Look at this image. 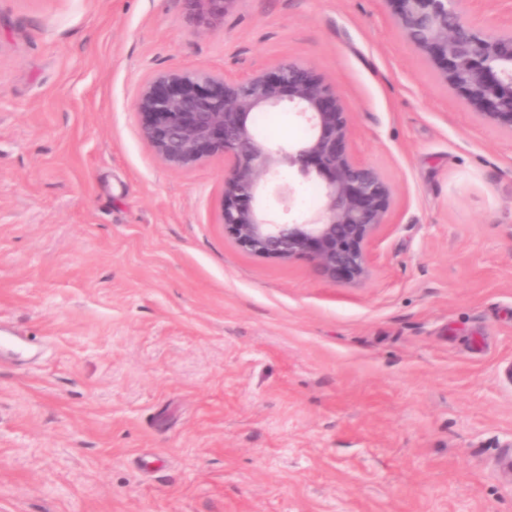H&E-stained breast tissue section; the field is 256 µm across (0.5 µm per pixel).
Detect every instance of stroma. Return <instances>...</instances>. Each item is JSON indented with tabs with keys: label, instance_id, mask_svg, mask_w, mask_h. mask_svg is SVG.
<instances>
[{
	"label": "stroma",
	"instance_id": "35a3bbf8",
	"mask_svg": "<svg viewBox=\"0 0 512 512\" xmlns=\"http://www.w3.org/2000/svg\"><path fill=\"white\" fill-rule=\"evenodd\" d=\"M285 62L390 186L364 279L243 252L223 159L142 138L154 73ZM0 334V512H512V135L389 0H0ZM197 10L198 18L203 23L224 16V8L228 0H188Z\"/></svg>",
	"mask_w": 512,
	"mask_h": 512
}]
</instances>
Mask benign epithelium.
Masks as SVG:
<instances>
[{
    "label": "benign epithelium",
    "mask_w": 512,
    "mask_h": 512,
    "mask_svg": "<svg viewBox=\"0 0 512 512\" xmlns=\"http://www.w3.org/2000/svg\"><path fill=\"white\" fill-rule=\"evenodd\" d=\"M203 23L224 16L230 0H189ZM402 35L437 67L479 118L512 134V27L476 32L468 0H388ZM288 105L308 131L285 147L260 139L252 115ZM133 108L153 153L166 165L191 168L224 158V233L262 258L308 260L325 280H360L369 272L368 244L386 223L390 190L373 167L352 157L346 105L315 71L281 63L271 72L232 77L207 68H171L145 80ZM288 167L316 178L322 204L311 217L278 223L260 207V186ZM289 212L292 182L279 186Z\"/></svg>",
    "instance_id": "7a95c632"
}]
</instances>
